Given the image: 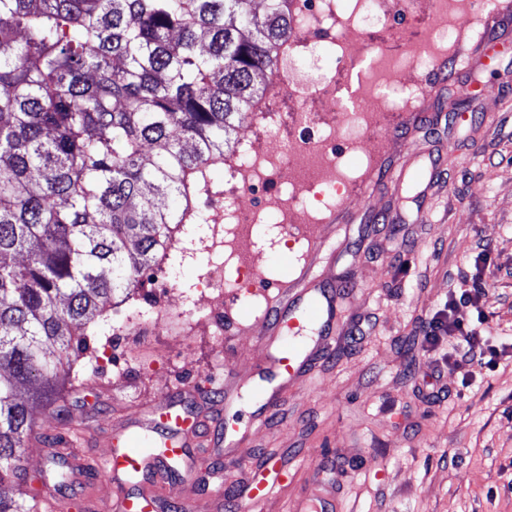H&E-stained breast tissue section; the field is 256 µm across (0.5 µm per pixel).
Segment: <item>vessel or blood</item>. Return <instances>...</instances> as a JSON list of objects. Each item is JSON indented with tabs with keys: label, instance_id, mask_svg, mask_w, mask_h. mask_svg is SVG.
Instances as JSON below:
<instances>
[{
	"label": "vessel or blood",
	"instance_id": "vessel-or-blood-1",
	"mask_svg": "<svg viewBox=\"0 0 512 512\" xmlns=\"http://www.w3.org/2000/svg\"><path fill=\"white\" fill-rule=\"evenodd\" d=\"M312 275L291 282L271 300L266 337L280 341L271 370L281 383L305 376L310 362L329 354L335 344L333 319L336 290L313 287ZM220 387L185 397L175 391L150 408L146 417L113 427L104 451L90 452L81 444V431L57 433L59 461L68 470L70 488L61 491L46 484L38 506L43 512H167L161 493L172 464L184 463L189 447L222 446L231 433L226 417L210 410V402L223 401ZM288 480L287 469L272 464L255 474L239 493L240 512H259Z\"/></svg>",
	"mask_w": 512,
	"mask_h": 512
}]
</instances>
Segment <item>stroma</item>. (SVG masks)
I'll return each mask as SVG.
<instances>
[{"label": "stroma", "mask_w": 512, "mask_h": 512, "mask_svg": "<svg viewBox=\"0 0 512 512\" xmlns=\"http://www.w3.org/2000/svg\"><path fill=\"white\" fill-rule=\"evenodd\" d=\"M429 21L428 0H418L404 38L367 28V45L406 54ZM335 31L295 29L291 60L312 51L336 84L349 80L336 66ZM496 56L457 71L444 86H427L422 71L403 80L414 95L395 113L393 137L372 135L378 184L353 188L337 206L349 222L314 224L311 236L270 222L259 224L251 245L256 277L282 283L313 267L322 284L342 288L336 347L309 375L288 386L280 412L258 421L250 398L267 357L263 317L267 298L225 301V316L247 309L232 335L201 321L195 302L205 283L224 280V231L234 206L285 187L277 174L244 194L231 170L217 172L196 200L220 223L186 224L174 246L142 278L135 300L110 308L76 365L85 381L68 400L33 411L36 439L25 450L27 474L48 470L39 434L80 426L105 436L115 419L137 416L168 392L205 390L226 381L238 392L247 438L234 453L262 465L284 464L287 484L262 512H290L316 469L335 475L334 512H512V356L495 369L467 371L434 362L422 343L421 324L463 281L478 278L482 309L495 344L512 341V30L502 32ZM478 94H467V87ZM265 113L247 117L238 149L259 152L287 145L297 134L296 112L316 113L320 129L338 116L295 81L266 94ZM275 128L276 142L266 130ZM419 169L413 186H387L393 168ZM489 263H477L485 246ZM158 317L157 334H140L141 312ZM473 385L457 390L463 374Z\"/></svg>", "instance_id": "stroma-1"}]
</instances>
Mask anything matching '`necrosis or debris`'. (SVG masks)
<instances>
[{"label": "necrosis or debris", "mask_w": 512, "mask_h": 512, "mask_svg": "<svg viewBox=\"0 0 512 512\" xmlns=\"http://www.w3.org/2000/svg\"><path fill=\"white\" fill-rule=\"evenodd\" d=\"M414 5L415 0H352L347 13L335 15L320 11L316 0H306L303 24L335 30L336 61L354 81L336 87L322 71L320 54L312 53L306 63L311 78L304 91L339 108L335 131L318 133L317 119L303 111L298 115L302 137L262 158L241 157L236 173L241 177L243 191H252L268 165L285 170L288 187L261 208L236 211L231 232L224 240V265L231 272L224 280L227 291L207 293V317L222 311L225 297L240 296V286L253 270V257L245 245L253 240L261 215H273L278 224L297 225L304 233L316 223L318 205L337 200L343 190L350 188L355 170L345 162V154L369 158L365 135L380 131L382 114L395 111L411 94L400 79L401 72L409 67L427 70L444 58L447 42L461 31L475 11L477 0H430L429 27L407 56L364 52L361 36L368 27L383 26L394 34H403Z\"/></svg>", "instance_id": "4bbe7bcc"}]
</instances>
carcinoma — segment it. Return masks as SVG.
<instances>
[{
	"mask_svg": "<svg viewBox=\"0 0 512 512\" xmlns=\"http://www.w3.org/2000/svg\"><path fill=\"white\" fill-rule=\"evenodd\" d=\"M298 0H0V489L291 48ZM0 493V512L35 503Z\"/></svg>",
	"mask_w": 512,
	"mask_h": 512,
	"instance_id": "cac0c4a2",
	"label": "carcinoma"
}]
</instances>
